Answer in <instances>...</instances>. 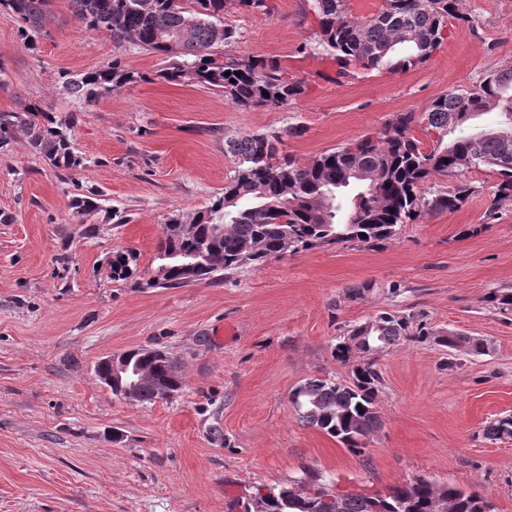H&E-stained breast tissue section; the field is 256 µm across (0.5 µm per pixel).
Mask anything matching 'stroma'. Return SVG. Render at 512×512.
Instances as JSON below:
<instances>
[{
	"label": "stroma",
	"instance_id": "stroma-1",
	"mask_svg": "<svg viewBox=\"0 0 512 512\" xmlns=\"http://www.w3.org/2000/svg\"><path fill=\"white\" fill-rule=\"evenodd\" d=\"M267 3L264 13L229 0L223 22L241 36L237 52L280 60L307 91L251 109L157 79L169 57L116 51L109 35L80 26L70 0H53L33 51L0 8V113L36 103L77 117L72 143L85 160L63 181L24 137L0 147V512H244L256 488L307 474L373 493L425 477L512 512V439L482 436L512 415V314L488 300L512 289V201L487 220L492 170L465 171L474 192L461 209L400 225L375 247L322 245L214 284L145 285L167 217L208 205L232 175L225 139L299 126L282 151L304 162L512 65V0H461L472 27H450L427 63L342 81L313 52L317 20L301 0ZM118 55L149 81L91 105L63 88V73ZM89 189L102 191V208L77 214L71 200ZM118 250L135 255L133 279L109 277ZM381 312L489 348L453 359L434 341L404 340L381 352L383 426L356 456L303 426L289 394L312 377L348 380L332 347ZM136 347L167 350L183 391L142 405L98 383L100 359Z\"/></svg>",
	"mask_w": 512,
	"mask_h": 512
}]
</instances>
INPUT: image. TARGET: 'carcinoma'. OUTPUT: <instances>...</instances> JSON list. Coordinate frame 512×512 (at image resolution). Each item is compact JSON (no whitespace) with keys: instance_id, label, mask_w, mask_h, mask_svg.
Segmentation results:
<instances>
[{"instance_id":"1","label":"carcinoma","mask_w":512,"mask_h":512,"mask_svg":"<svg viewBox=\"0 0 512 512\" xmlns=\"http://www.w3.org/2000/svg\"><path fill=\"white\" fill-rule=\"evenodd\" d=\"M53 0H0L19 21L24 44L35 48L38 34L52 15ZM74 16L88 30L112 37L118 48L131 45L177 62L156 77L169 83H194L224 93L236 106L249 109L284 106L305 93L303 82L285 76L274 59L241 55L236 30L221 18L227 0H71ZM397 9L372 25L347 17L343 0H304L302 13L318 21L317 49L336 62V79L359 68L367 73L407 72L430 60L457 20L458 0H398ZM149 77L115 57L106 66L83 74L63 75L73 96L91 103L107 94L147 81ZM498 110L499 121L474 133L448 138L482 112ZM75 121L55 120L38 105L0 113V144L25 130L29 145L65 177L83 167L75 154L71 132ZM435 135L425 149L412 134L416 126ZM304 130L287 126L224 141L235 163L224 190L210 204L170 217L157 247L158 264L171 267L174 284H213L220 273L255 267L286 253L324 244L361 242L376 245L395 236L402 224L428 213L454 212L473 193L460 182L450 190L437 189L426 197L420 186L434 177L447 180L471 168L488 167L499 175L487 217L512 201V66L495 69L473 88H454L436 96L426 112L400 113L383 130L353 143L332 148L307 162L280 154L278 145L300 137ZM96 191L75 199L85 215L98 208ZM223 231L214 232V225ZM209 260L198 263L199 252ZM133 256L117 252L108 276L123 281L133 274ZM415 317L379 313L346 330L332 347V356L351 367L347 381L310 378L290 395L301 423L336 439L351 453H365L381 427L376 404L382 376L373 360H355V353L377 354L403 339L421 342L432 337L424 325L409 332ZM436 341L454 352L476 355L488 348L483 339L462 334L442 335ZM133 373L146 372L138 383L136 402L153 404L167 391L175 395L184 378L173 370L168 353L157 348L127 351ZM489 441L512 438V415L483 429ZM335 484L317 475L295 478L270 488L263 497L265 512H321L325 495ZM340 512H433L435 500L443 512H487L491 502L476 492L439 485L425 478L394 486L383 496L338 492Z\"/></svg>"}]
</instances>
